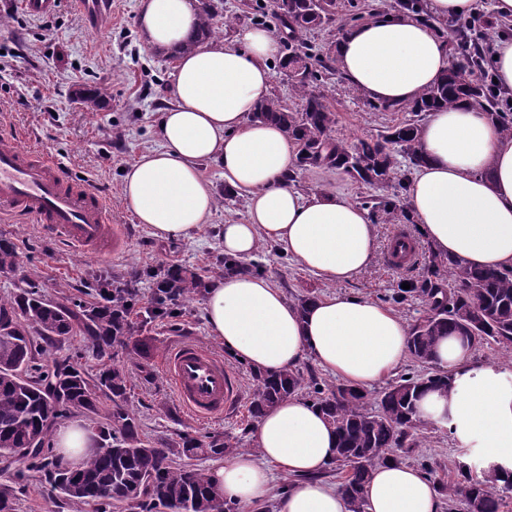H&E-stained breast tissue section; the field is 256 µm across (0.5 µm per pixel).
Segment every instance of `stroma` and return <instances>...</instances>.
I'll list each match as a JSON object with an SVG mask.
<instances>
[{"label":"stroma","mask_w":512,"mask_h":512,"mask_svg":"<svg viewBox=\"0 0 512 512\" xmlns=\"http://www.w3.org/2000/svg\"><path fill=\"white\" fill-rule=\"evenodd\" d=\"M392 10L393 0H336V20L303 35L306 44L328 50L350 26L351 16L367 19L373 9ZM224 13L233 25L220 26L219 39L231 40L236 26L264 19L269 31L280 23L261 12L258 0H224ZM0 133L18 138L22 146L60 158L73 177L103 195L112 224L118 225L124 248L117 255L95 256L74 252L41 226L22 220L0 219V235L10 237L19 255V267L0 273V298H8L35 284L45 299L73 306L88 299V284L102 276L132 282L137 299L136 315H143L155 296L156 284L147 278L150 270L178 265L199 273L207 282L224 276V250L220 239L223 224L243 221L246 202L241 197L223 200L224 171L213 161L203 162L200 173L210 183L216 205L208 224L187 236L160 241L139 224L122 193V171L138 156L160 144V114L172 104V81L176 63L165 52L149 49L142 42L136 22V0H112V11L98 27H89L71 0H62L52 15V28L25 15L19 0H0ZM105 89L107 96L97 107L80 101L82 92ZM316 88L336 114L332 134L353 143L371 138L384 127L403 121L404 113L379 112L360 92L350 88L340 74H324ZM294 185L305 195L333 194L355 204L375 195L371 186L338 172L301 170ZM377 250L370 268L357 280L330 285L302 267L278 245L261 242L253 259L263 275L281 288L288 299L335 293L366 297L388 304L397 283L418 275L419 266L391 267L387 255L397 234L414 236L411 224L392 222L376 227ZM204 295L180 304L176 313L156 318L139 338L145 349L138 354L116 350L113 361L130 375L127 406L141 424L143 439L170 444L184 435L238 437L254 449L255 421L248 404L256 386L248 363L226 354L211 335L204 312ZM390 304V303H389ZM183 342L202 345L221 354L236 372L244 394V405L224 417L198 420L181 413L169 381L161 369V358ZM39 364L52 367L68 357L87 375H96L102 365L95 349L74 332L42 341ZM421 444L405 457V464L424 470L433 482L447 483L456 477L458 463L481 472L483 464L475 449L453 439L448 431L427 427ZM14 489V512H73L56 492L34 472L18 476L16 466L0 463V486Z\"/></svg>","instance_id":"35a3bbf8"}]
</instances>
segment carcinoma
Here are the masks:
<instances>
[{
	"instance_id": "obj_1",
	"label": "carcinoma",
	"mask_w": 512,
	"mask_h": 512,
	"mask_svg": "<svg viewBox=\"0 0 512 512\" xmlns=\"http://www.w3.org/2000/svg\"><path fill=\"white\" fill-rule=\"evenodd\" d=\"M334 6L335 0H272L273 14L293 33L294 44L280 68L288 73L301 107L292 109L273 96L258 105L253 118L281 125L297 145L298 169L336 170L373 188L391 190L364 201L372 223L398 220L410 224L404 191L410 170L423 163L417 117L440 107L467 103L487 112L502 133L512 137V111L502 108L500 92L486 79L489 47L472 37L469 25L460 24L453 68L416 101L399 108L380 106L384 111L408 112L412 118L355 144L332 138L336 114L325 97L313 90L321 70L330 71L332 66L302 50L298 32L331 22ZM222 10L223 0H199L196 31L170 49V56L191 52L211 38L214 20ZM400 156L408 159L405 169L400 168ZM427 253L422 273L406 279L410 289L404 290L399 284L390 296L397 304L417 298L426 306L425 316L410 324L409 336V354L428 367L425 375H402L374 398L345 383L310 384L300 368L253 372L257 389L250 414L255 419L279 402L314 388L310 403L336 433L334 464L344 471L339 490L349 512H366L363 488L377 464L400 460L393 454L395 450L409 454L418 447L419 435L428 423L418 416L417 400L426 388L449 385L448 375L433 363L440 337L455 334L473 350L494 343L505 356H512V267L475 269L431 249ZM17 266L14 242L0 238V272H12ZM146 276L160 277L166 288L158 290L154 306L138 322L132 318L136 294L118 280L98 281L93 290L100 301L79 302L73 308L43 299L32 284L11 298L0 299V319L10 320L16 331L0 337V454L36 449L26 458L27 468L39 472L51 490L77 507L92 503L102 510L119 505L125 512H233L232 504L217 497L205 470L176 459L231 455L240 440L227 436L206 441L185 436L176 448L162 441L146 443L140 437L136 417L126 408L129 376L124 368L110 363L114 350H141L142 344L133 336L153 319L172 313V306L206 288L203 278L187 269H168L161 275L149 271ZM75 330L87 336L101 359L109 360L93 378L65 361L48 370L37 363L40 346L33 335L50 339ZM103 398L112 402V410L105 414ZM74 413L94 421L95 430L111 442L112 451L93 452L85 467L71 469L53 482L55 454L48 420L65 419ZM464 468L466 465H458L457 478L439 485L449 504L461 498L467 512H501L506 494H512V481L500 486L495 472L476 477Z\"/></svg>"
}]
</instances>
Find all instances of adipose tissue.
<instances>
[{
  "instance_id": "1",
  "label": "adipose tissue",
  "mask_w": 512,
  "mask_h": 512,
  "mask_svg": "<svg viewBox=\"0 0 512 512\" xmlns=\"http://www.w3.org/2000/svg\"><path fill=\"white\" fill-rule=\"evenodd\" d=\"M148 48L170 49L198 23L197 0H137ZM279 52L268 30L238 26L231 42L212 40L180 58L174 105L161 114L159 148L126 170L123 193L139 223L159 240L206 224L215 197L200 174L203 161L224 169V187L246 200L242 222L224 225V254L251 257L260 242L278 244L326 283L356 279L376 250L364 209L329 195L301 194L288 175L297 148L282 127L253 120L270 94V61ZM347 85L383 105L416 99L452 65L448 42L424 20L376 13L348 28L337 46ZM424 158L406 189L408 209L438 253L481 269L512 267V139L486 112L460 104L428 113L421 129ZM212 335L254 370L295 368L305 359L366 391L391 375L408 354L409 326L363 297L334 294L299 312L270 281L235 273L216 281L204 303ZM434 360L448 388L425 389L420 416L459 442L479 449L500 482L512 481V382L498 367L477 362L454 336L443 337ZM255 451L211 470L218 497L249 505L267 498L271 471L295 476L276 512H348L339 489L319 477L336 457V434L310 402L291 397L255 426ZM367 512H444V498L417 469L376 465L363 488Z\"/></svg>"
}]
</instances>
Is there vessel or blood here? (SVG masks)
Returning a JSON list of instances; mask_svg holds the SVG:
<instances>
[{"label": "vessel or blood", "mask_w": 512, "mask_h": 512, "mask_svg": "<svg viewBox=\"0 0 512 512\" xmlns=\"http://www.w3.org/2000/svg\"><path fill=\"white\" fill-rule=\"evenodd\" d=\"M40 224L70 248L105 255L120 249L117 226L109 224L104 199L75 181L64 165L0 136V213ZM162 369L180 410L198 419L219 418L238 408V377L223 357L185 342L166 351Z\"/></svg>", "instance_id": "vessel-or-blood-1"}]
</instances>
